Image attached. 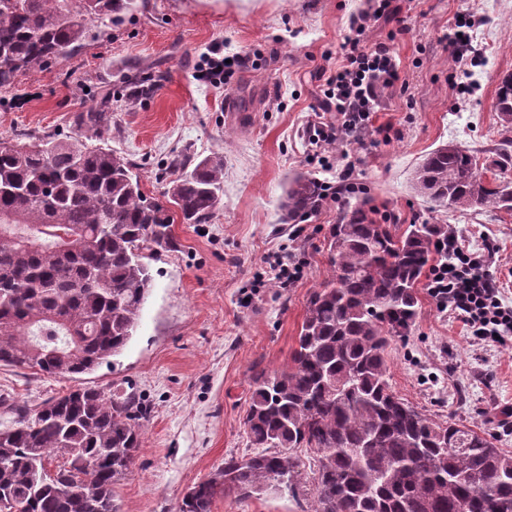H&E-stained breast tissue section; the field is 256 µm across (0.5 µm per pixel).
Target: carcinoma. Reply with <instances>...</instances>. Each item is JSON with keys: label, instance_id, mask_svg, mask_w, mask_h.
Returning <instances> with one entry per match:
<instances>
[{"label": "carcinoma", "instance_id": "obj_1", "mask_svg": "<svg viewBox=\"0 0 512 512\" xmlns=\"http://www.w3.org/2000/svg\"><path fill=\"white\" fill-rule=\"evenodd\" d=\"M136 0H0V89L63 59L88 21L119 19ZM497 92L504 135L479 163L465 147L430 152L413 176L432 210H512V92ZM109 112H83L100 132ZM166 200L142 191L123 154L82 137L33 144L0 137V365L50 376L87 374L132 339L152 285L145 259L172 246L171 225L207 224L220 209L224 160L179 156ZM498 171L490 182L486 173ZM319 182L295 176L285 223L316 212ZM368 198L346 201L329 230L331 280L310 297L292 365L258 373L243 418L251 451L189 488L180 512L215 499L285 488L303 512H512V454L451 420L399 398L385 351L419 309L421 277L446 224L375 218ZM0 429V512H118L113 488L141 446V408L130 396L78 387ZM69 452L62 454L61 449ZM312 454V481L296 451Z\"/></svg>", "mask_w": 512, "mask_h": 512}]
</instances>
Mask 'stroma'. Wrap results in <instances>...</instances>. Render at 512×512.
Masks as SVG:
<instances>
[{
	"label": "stroma",
	"mask_w": 512,
	"mask_h": 512,
	"mask_svg": "<svg viewBox=\"0 0 512 512\" xmlns=\"http://www.w3.org/2000/svg\"><path fill=\"white\" fill-rule=\"evenodd\" d=\"M365 43L384 42L405 88L385 91L370 123L341 145L312 143L313 105L325 73L376 0H138L120 22L92 21L65 60L0 89V136L74 137L77 117L112 104L111 125L92 145L135 164L146 195L161 197L176 154L221 156L223 205L209 224H173L174 248L154 254L152 287L125 350L94 372L42 375L0 366V397L36 409L78 387L133 395L145 415L142 446L115 488L120 512H179L187 490L249 450L242 419L256 371H278L291 353L312 292L331 275L327 235L341 206L328 200L298 224L282 219L297 174L335 181L345 162L379 215L401 224L450 225L470 251L496 245L490 271L512 303V211H432L411 187L424 156L456 143L480 159L503 140L495 112L502 77L512 74V0H394ZM471 35L454 60L444 34ZM249 57L221 84L199 81L214 46ZM156 84L123 103L126 82ZM299 266L288 287L269 281L270 263ZM409 336L388 350L394 392L423 414L452 419L512 453V342L475 343L462 323L420 290ZM212 512H301L288 491L216 500Z\"/></svg>",
	"instance_id": "obj_1"
}]
</instances>
